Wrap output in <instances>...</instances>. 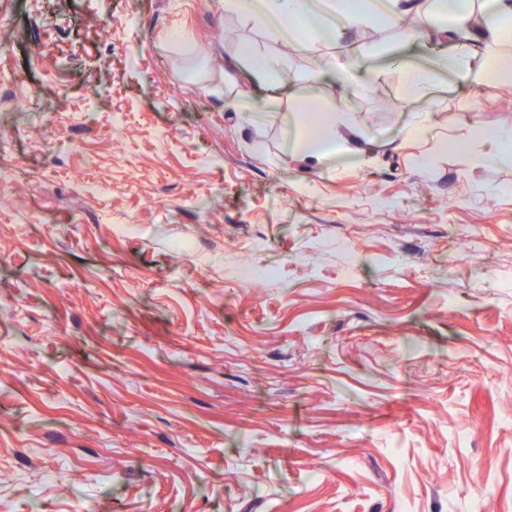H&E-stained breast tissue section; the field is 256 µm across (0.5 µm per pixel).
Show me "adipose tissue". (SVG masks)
<instances>
[{
  "label": "adipose tissue",
  "instance_id": "1",
  "mask_svg": "<svg viewBox=\"0 0 512 512\" xmlns=\"http://www.w3.org/2000/svg\"><path fill=\"white\" fill-rule=\"evenodd\" d=\"M313 0H227L229 7L239 10L253 20L274 25L295 34L299 39L327 37L342 38L356 28L366 12H379L392 18L418 15V0H326L325 12L332 18L329 28H322L312 10ZM439 11L445 20L437 27L422 24L407 30L410 39L423 38L442 43V52L429 57L420 65L403 73V84L412 94L426 95L437 79L456 78L462 73L476 71L479 81L487 84L512 83V0H494L490 23L483 28H470L469 18L476 10V0H438ZM484 44L479 63H472L468 48ZM341 119L336 113H304L290 118L293 138L292 151H301L309 143H317L313 156L316 161L329 160L335 151L355 153L359 142L342 132Z\"/></svg>",
  "mask_w": 512,
  "mask_h": 512
}]
</instances>
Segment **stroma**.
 <instances>
[{"label":"stroma","mask_w":512,"mask_h":512,"mask_svg":"<svg viewBox=\"0 0 512 512\" xmlns=\"http://www.w3.org/2000/svg\"><path fill=\"white\" fill-rule=\"evenodd\" d=\"M1 42L0 507L512 512V85L225 0H0ZM309 106L362 153H291ZM241 58L247 63L248 78L256 85L268 82L277 69L274 59L255 55L249 50H243Z\"/></svg>","instance_id":"35a3bbf8"}]
</instances>
